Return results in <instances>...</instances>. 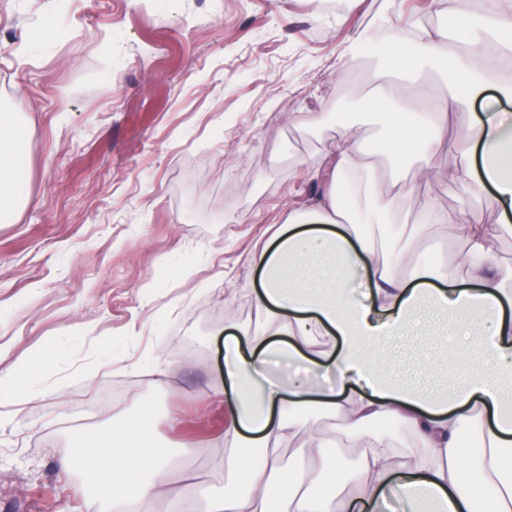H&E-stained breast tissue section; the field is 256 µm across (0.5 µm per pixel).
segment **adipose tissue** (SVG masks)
<instances>
[{
    "label": "adipose tissue",
    "mask_w": 512,
    "mask_h": 512,
    "mask_svg": "<svg viewBox=\"0 0 512 512\" xmlns=\"http://www.w3.org/2000/svg\"><path fill=\"white\" fill-rule=\"evenodd\" d=\"M512 29V0H487L482 23L465 21L458 37L410 22L393 23L387 59L406 72L448 64L453 78L436 106L408 94V114L391 110L389 84L373 96L386 110L384 151L423 155L415 177L396 197L435 203L466 186L492 188L502 211L496 223L452 217L461 250L453 269L423 262L401 274L403 257L431 231L422 224L400 246L376 247L365 230L377 178L363 138L339 122L336 138L309 171L317 189L253 263L265 275L252 297L255 334L224 340V390L229 407L227 452L210 461L224 492L211 512H381L389 499L404 512H512V262L495 258L489 241L512 234V114L487 112L462 125L458 108L488 91L512 99L498 69L501 48L477 35L478 25ZM22 125L0 113V218L24 200L16 180ZM452 157L448 172L438 164ZM366 282L364 299L352 289ZM283 344H276V337ZM432 339L413 368L394 376L377 357L381 347ZM342 417L340 435L358 455L355 476L318 464L323 443L302 439L308 416ZM378 421H394L416 438L419 453L398 459ZM146 422L120 429L93 452L62 459L68 473L96 470L100 500L113 512H155L169 497L156 479L172 461Z\"/></svg>",
    "instance_id": "obj_1"
}]
</instances>
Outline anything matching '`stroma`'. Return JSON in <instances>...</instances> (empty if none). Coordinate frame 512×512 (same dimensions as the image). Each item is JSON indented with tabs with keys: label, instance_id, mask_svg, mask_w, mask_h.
I'll return each instance as SVG.
<instances>
[{
	"label": "stroma",
	"instance_id": "obj_1",
	"mask_svg": "<svg viewBox=\"0 0 512 512\" xmlns=\"http://www.w3.org/2000/svg\"><path fill=\"white\" fill-rule=\"evenodd\" d=\"M426 0H0V109L23 124L26 204L0 222V369L46 367L0 402V512H105L58 463L148 416L194 512L221 493L213 395L226 333L253 331L252 257L284 224L344 119L376 142L369 103L382 22ZM55 25L52 40L41 38ZM375 42L341 63L352 38ZM494 223L493 191L458 188L448 213ZM451 224L422 255L454 267Z\"/></svg>",
	"mask_w": 512,
	"mask_h": 512
}]
</instances>
